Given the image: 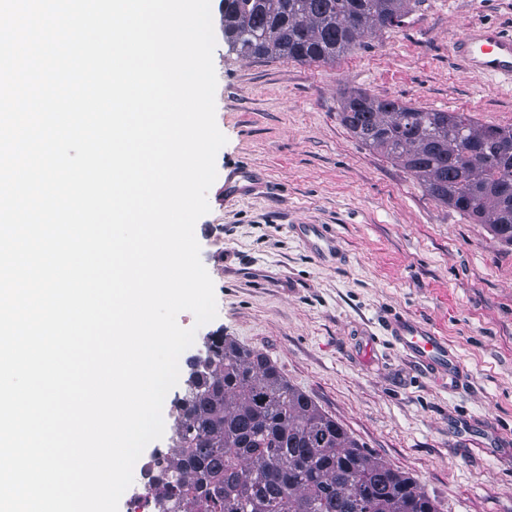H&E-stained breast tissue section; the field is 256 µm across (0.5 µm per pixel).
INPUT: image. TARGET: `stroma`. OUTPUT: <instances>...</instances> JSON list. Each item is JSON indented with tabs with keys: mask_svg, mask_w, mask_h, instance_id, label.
Returning a JSON list of instances; mask_svg holds the SVG:
<instances>
[{
	"mask_svg": "<svg viewBox=\"0 0 512 512\" xmlns=\"http://www.w3.org/2000/svg\"><path fill=\"white\" fill-rule=\"evenodd\" d=\"M218 174L248 166L253 194L198 219L213 272L214 320L196 326L181 378L208 337L263 352L367 452L416 480L440 512H512V246L431 198L402 166L340 121L363 90L480 124H512V83L466 69L454 43L472 25L512 34V0H414L400 26L328 63L245 59L230 51L221 0ZM332 225L338 249L314 258L291 231ZM418 317L461 363L438 378L387 331Z\"/></svg>",
	"mask_w": 512,
	"mask_h": 512,
	"instance_id": "stroma-1",
	"label": "stroma"
}]
</instances>
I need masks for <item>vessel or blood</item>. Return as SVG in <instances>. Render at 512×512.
Instances as JSON below:
<instances>
[{
    "label": "vessel or blood",
    "mask_w": 512,
    "mask_h": 512,
    "mask_svg": "<svg viewBox=\"0 0 512 512\" xmlns=\"http://www.w3.org/2000/svg\"><path fill=\"white\" fill-rule=\"evenodd\" d=\"M456 52L471 71L512 80V35H504L491 26H472L457 39ZM254 180L249 168H232L214 198L223 203L242 195L252 187ZM298 230L310 243L316 258H323L337 248L331 225L302 224ZM389 330L401 349L421 364L442 375L458 370L459 361L446 341L424 321L398 316L390 321Z\"/></svg>",
    "instance_id": "1"
}]
</instances>
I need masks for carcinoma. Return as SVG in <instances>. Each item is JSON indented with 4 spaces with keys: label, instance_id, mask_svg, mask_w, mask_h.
<instances>
[{
    "label": "carcinoma",
    "instance_id": "carcinoma-1",
    "mask_svg": "<svg viewBox=\"0 0 512 512\" xmlns=\"http://www.w3.org/2000/svg\"><path fill=\"white\" fill-rule=\"evenodd\" d=\"M229 49L246 58L330 62L401 24L412 0H229ZM341 120L426 193L512 245V124L353 91ZM175 449L156 512H439L409 475L373 458L263 353L212 336L176 401Z\"/></svg>",
    "mask_w": 512,
    "mask_h": 512
}]
</instances>
